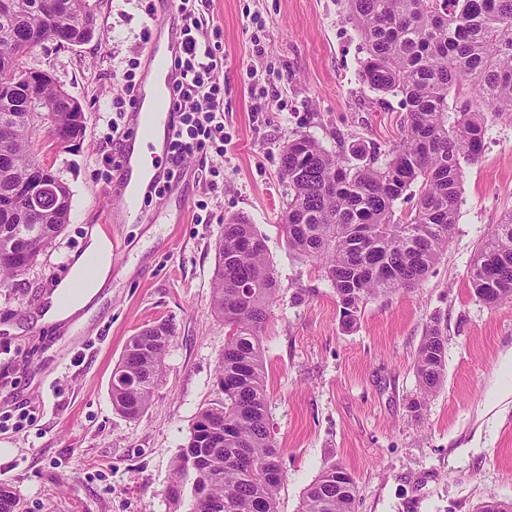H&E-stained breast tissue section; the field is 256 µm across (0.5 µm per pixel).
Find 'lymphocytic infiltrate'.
<instances>
[{
	"mask_svg": "<svg viewBox=\"0 0 512 512\" xmlns=\"http://www.w3.org/2000/svg\"><path fill=\"white\" fill-rule=\"evenodd\" d=\"M211 0H178L184 17L182 79L173 91L176 133L172 146L175 165L201 154L224 155L232 142L224 123V80L228 57L222 31L207 17Z\"/></svg>",
	"mask_w": 512,
	"mask_h": 512,
	"instance_id": "obj_1",
	"label": "lymphocytic infiltrate"
}]
</instances>
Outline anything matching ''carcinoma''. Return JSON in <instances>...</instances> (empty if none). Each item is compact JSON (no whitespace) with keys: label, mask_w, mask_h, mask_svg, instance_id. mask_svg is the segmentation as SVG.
<instances>
[{"label":"carcinoma","mask_w":512,"mask_h":512,"mask_svg":"<svg viewBox=\"0 0 512 512\" xmlns=\"http://www.w3.org/2000/svg\"><path fill=\"white\" fill-rule=\"evenodd\" d=\"M367 56L361 78L378 94L403 95L401 141L387 149L351 146L328 151L301 135L281 151L288 203L281 231L288 249L319 264L336 292L340 320L350 328L366 301L411 288L448 247L458 221L463 169L483 152L487 114L512 119V0H347ZM54 23L45 25L46 14ZM43 29L58 47L90 41L97 18L90 0H0V63L17 73L32 52L26 33ZM473 89L480 105L465 97ZM459 100L448 110V96ZM48 117L14 111L0 101V120L13 129L0 145V197L42 168L54 202L38 213L25 204L0 209V290L27 274L68 221L67 184L31 150L33 132L48 120L50 140L84 137L79 114L54 88H42ZM414 204L397 213L400 200ZM474 293L486 303L512 302V215L477 248L469 269ZM265 237L244 221L224 225L216 246L212 310L224 320L218 363L221 397L202 410L175 466L174 481L195 475L191 512H276L282 482L279 449L266 416L267 385L261 332L276 295ZM174 329L159 322L133 336L115 369L113 407L134 419L161 383ZM447 341L430 321L415 360L420 412L445 376ZM344 466L323 468L304 492L300 512H353L355 481ZM0 512H23L19 497L0 485Z\"/></svg>","instance_id":"cac0c4a2"}]
</instances>
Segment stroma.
<instances>
[{
    "instance_id": "35a3bbf8",
    "label": "stroma",
    "mask_w": 512,
    "mask_h": 512,
    "mask_svg": "<svg viewBox=\"0 0 512 512\" xmlns=\"http://www.w3.org/2000/svg\"><path fill=\"white\" fill-rule=\"evenodd\" d=\"M100 36L72 48L52 43L26 59L49 71L85 110L84 138L68 146L36 131L32 148L71 191L67 224L28 275L0 291V416L31 410L20 430L0 431V485L25 512H168L174 463L198 413L218 396L224 323L211 309L215 244L243 218L266 238L277 280L262 332L268 418L280 450L277 512H299L304 489L332 462L356 480L354 512H477L488 494L512 500V302L489 306L473 293L477 246L512 211V121L490 119L478 162L464 168L458 222L420 283L369 299L344 328L336 293L310 258L289 251L279 228L288 201L283 146L305 134L330 151L388 148L403 134L401 96L377 95L359 74L364 42L346 0H214L229 63L226 155H196L186 204L206 200L208 224H124L127 270L54 324L42 314L72 255L111 201L107 122L132 58H143L148 21L138 0H94ZM262 16L266 52L251 54L244 15ZM266 78L251 95L241 64ZM224 190L207 193L210 169ZM447 336L445 377L421 413L417 351L432 317ZM175 335L147 410L129 419L112 406V374L147 326Z\"/></svg>"
}]
</instances>
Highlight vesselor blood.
I'll list each match as a JSON object with an SVG mask.
<instances>
[{
    "mask_svg": "<svg viewBox=\"0 0 512 512\" xmlns=\"http://www.w3.org/2000/svg\"><path fill=\"white\" fill-rule=\"evenodd\" d=\"M181 25L177 0H158L151 30L152 45L144 60L135 93V104L127 115L126 134L118 152L117 168L112 173L113 207L107 216L108 230L115 253H122L118 225L156 224L171 208H183L181 188L188 170L172 173L171 146L175 133V114L167 96L180 74L173 61L181 41L173 32ZM149 155L152 169H144L141 157ZM166 192L157 206L144 210L141 202L154 195L158 187Z\"/></svg>",
    "mask_w": 512,
    "mask_h": 512,
    "instance_id": "1",
    "label": "vessel or blood"
}]
</instances>
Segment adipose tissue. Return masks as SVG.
<instances>
[{
  "mask_svg": "<svg viewBox=\"0 0 512 512\" xmlns=\"http://www.w3.org/2000/svg\"><path fill=\"white\" fill-rule=\"evenodd\" d=\"M95 265L93 277H86L88 265ZM112 270V254L108 241L91 234L83 252L77 256L69 275L60 281L51 295L43 320L55 323L66 320L83 308L107 282Z\"/></svg>",
  "mask_w": 512,
  "mask_h": 512,
  "instance_id": "obj_1",
  "label": "adipose tissue"
}]
</instances>
